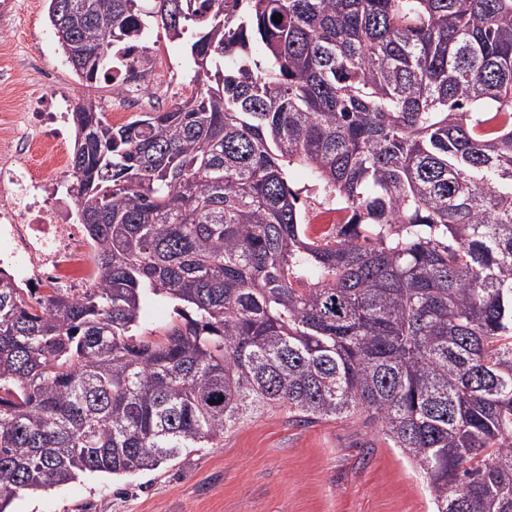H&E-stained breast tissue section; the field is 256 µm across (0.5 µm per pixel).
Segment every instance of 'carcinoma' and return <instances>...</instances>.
I'll return each mask as SVG.
<instances>
[{
	"label": "carcinoma",
	"mask_w": 512,
	"mask_h": 512,
	"mask_svg": "<svg viewBox=\"0 0 512 512\" xmlns=\"http://www.w3.org/2000/svg\"><path fill=\"white\" fill-rule=\"evenodd\" d=\"M282 15V21L273 16ZM75 73L147 18L198 86L70 153L92 287L0 271V512L244 420H360L433 512H512V0H49ZM261 53L263 60L255 59ZM340 212L313 237L287 168ZM153 299L178 304L139 333Z\"/></svg>",
	"instance_id": "1"
}]
</instances>
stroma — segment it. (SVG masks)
I'll return each mask as SVG.
<instances>
[{"label":"stroma","instance_id":"stroma-1","mask_svg":"<svg viewBox=\"0 0 512 512\" xmlns=\"http://www.w3.org/2000/svg\"><path fill=\"white\" fill-rule=\"evenodd\" d=\"M0 13V135L25 132L31 105L90 95L119 126L191 95L186 43L153 29L148 43L169 54L175 76L135 99L105 82L87 87L67 65L48 19V0H13ZM11 512H430L412 464L374 428L344 420L309 426L287 410L265 412L228 430L215 448L132 475L88 474L47 490L20 493Z\"/></svg>","mask_w":512,"mask_h":512}]
</instances>
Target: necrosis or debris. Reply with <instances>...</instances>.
Masks as SVG:
<instances>
[{
	"label": "necrosis or debris",
	"mask_w": 512,
	"mask_h": 512,
	"mask_svg": "<svg viewBox=\"0 0 512 512\" xmlns=\"http://www.w3.org/2000/svg\"><path fill=\"white\" fill-rule=\"evenodd\" d=\"M10 146L11 159L0 162V269L25 286L49 282L82 295L86 249L78 227L49 216L53 183L31 175L26 137H13Z\"/></svg>",
	"instance_id": "1"
}]
</instances>
